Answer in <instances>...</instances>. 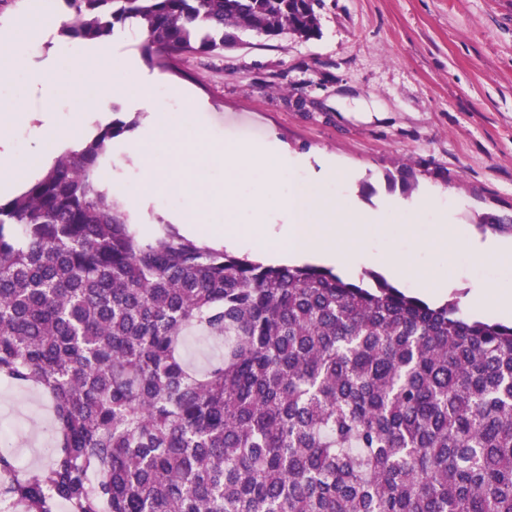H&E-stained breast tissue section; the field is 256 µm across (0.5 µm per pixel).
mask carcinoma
Here are the masks:
<instances>
[{
	"instance_id": "cac0c4a2",
	"label": "carcinoma",
	"mask_w": 512,
	"mask_h": 512,
	"mask_svg": "<svg viewBox=\"0 0 512 512\" xmlns=\"http://www.w3.org/2000/svg\"><path fill=\"white\" fill-rule=\"evenodd\" d=\"M63 3L62 35L132 21L172 68L320 35L319 0ZM128 129L0 201V379L54 410L48 465L0 450V512H512V324L139 235L99 176ZM191 331L223 345L202 369Z\"/></svg>"
}]
</instances>
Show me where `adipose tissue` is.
Returning <instances> with one entry per match:
<instances>
[{
	"mask_svg": "<svg viewBox=\"0 0 512 512\" xmlns=\"http://www.w3.org/2000/svg\"><path fill=\"white\" fill-rule=\"evenodd\" d=\"M29 25L26 30L0 28V79L8 80L16 65V49L30 36L40 31L46 17L42 0H25ZM111 47L102 43L78 52L73 66L58 71L54 85L48 86L33 80L28 91L31 99L39 102V113L16 111L13 104L0 105V191L9 189L16 182V175L23 168L39 164V157L18 160L9 151L15 131L29 125L32 118H39L46 130L44 152L74 144L91 130L90 114L104 115L113 98L120 97L142 107L156 103L158 82L144 75L131 61H124L121 68L112 70L105 63ZM73 101L71 112L62 121H54L51 114L54 101L59 96ZM478 310L489 309L505 319L512 317V280L495 284H476L466 298Z\"/></svg>",
	"mask_w": 512,
	"mask_h": 512,
	"instance_id": "obj_1",
	"label": "adipose tissue"
}]
</instances>
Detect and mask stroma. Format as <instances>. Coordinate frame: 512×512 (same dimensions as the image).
Wrapping results in <instances>:
<instances>
[{"mask_svg": "<svg viewBox=\"0 0 512 512\" xmlns=\"http://www.w3.org/2000/svg\"><path fill=\"white\" fill-rule=\"evenodd\" d=\"M321 35L303 41L243 33L236 46L161 67L142 54L143 37L127 34L126 50L161 86L178 84L204 102L203 115L182 100L157 108L115 103L112 118L144 128L159 115L177 119L176 131L196 140L200 123L224 143L278 140L293 155L332 157L357 180L342 195L376 208L387 195L412 200L434 190L452 203L457 223L475 234L512 242V0H321ZM61 19L40 32V52L0 96L20 110L34 108L29 81L71 59L80 41H63ZM413 227L396 223L383 244L404 251L420 270L458 280L461 300L475 281L504 276L502 267L467 257L458 248L434 256L416 248ZM53 419L37 390L0 380V432L9 435L20 464L46 465L45 432Z\"/></svg>", "mask_w": 512, "mask_h": 512, "instance_id": "stroma-1", "label": "stroma"}]
</instances>
